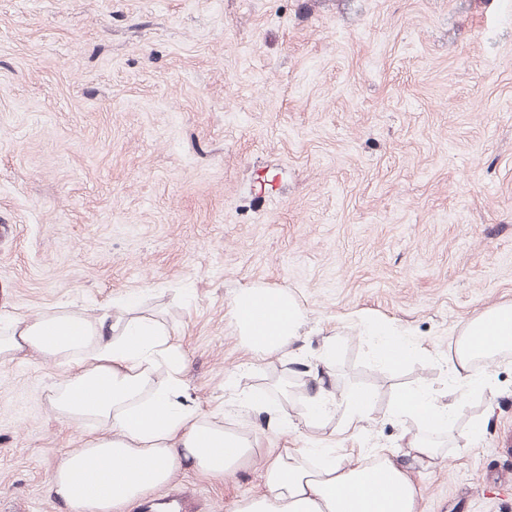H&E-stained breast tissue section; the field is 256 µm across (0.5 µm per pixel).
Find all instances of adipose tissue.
<instances>
[{
  "label": "adipose tissue",
  "instance_id": "ef3b65f1",
  "mask_svg": "<svg viewBox=\"0 0 512 512\" xmlns=\"http://www.w3.org/2000/svg\"><path fill=\"white\" fill-rule=\"evenodd\" d=\"M138 306V299L128 298L94 316L56 309L34 319L0 308V365L33 351L72 364V374L50 400L58 417L91 429L82 448L65 455L52 477L55 496L72 512H112L165 486L186 463L221 478L258 454L247 422L224 426L218 411L203 410L188 395L187 358L175 331L138 313ZM233 311L241 342L260 359L284 357L306 336L304 310L282 289H244L235 296ZM361 325L375 337L386 363H401L422 349L370 318ZM511 352L512 304L465 320L448 346L452 386L467 395L491 389L482 364ZM279 394L276 402L267 390L254 389L243 394L241 404L251 412L274 414L277 427L300 435L334 419L353 434L371 422L367 392L321 388L294 396L283 386ZM291 400L298 414L284 411ZM458 406V400L422 389L401 393L391 414L410 422L401 434L407 455L426 465L442 460ZM264 486L243 499L236 512H417L422 496L394 454L336 457L317 442L268 456Z\"/></svg>",
  "mask_w": 512,
  "mask_h": 512
}]
</instances>
